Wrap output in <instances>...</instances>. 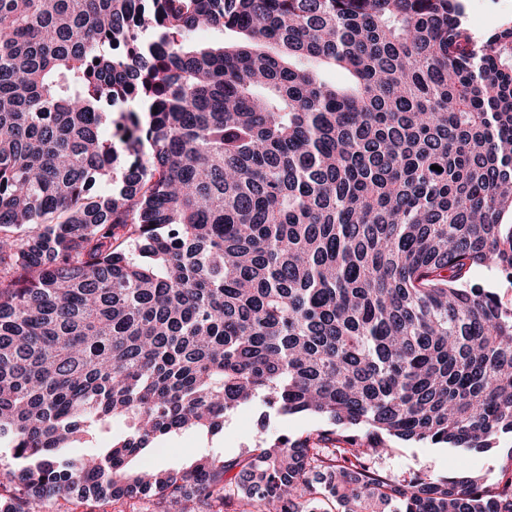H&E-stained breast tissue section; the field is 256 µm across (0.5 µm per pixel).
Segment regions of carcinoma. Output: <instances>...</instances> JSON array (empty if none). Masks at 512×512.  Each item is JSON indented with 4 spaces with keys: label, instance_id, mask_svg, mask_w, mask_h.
Returning a JSON list of instances; mask_svg holds the SVG:
<instances>
[{
    "label": "carcinoma",
    "instance_id": "obj_1",
    "mask_svg": "<svg viewBox=\"0 0 512 512\" xmlns=\"http://www.w3.org/2000/svg\"><path fill=\"white\" fill-rule=\"evenodd\" d=\"M506 211L512 23L461 0H0V512H512V448L371 465L512 436ZM256 400L322 426L134 469ZM464 20L476 34L488 33L512 20V0H462ZM475 279L487 284L498 294L505 305L512 304V283L497 279L491 271L486 269L478 270L475 273ZM494 446V448H489L485 452H472L466 455L470 465L490 479L497 474L499 461L506 454L507 449L512 446V440L510 436L502 437ZM389 451L375 457L377 469L399 480H413L428 475L447 476L452 474L461 461L460 448L446 445H432L428 442L402 441L389 442Z\"/></svg>",
    "mask_w": 512,
    "mask_h": 512
}]
</instances>
